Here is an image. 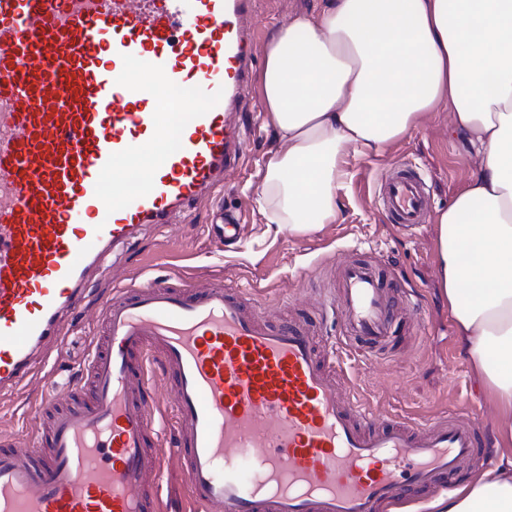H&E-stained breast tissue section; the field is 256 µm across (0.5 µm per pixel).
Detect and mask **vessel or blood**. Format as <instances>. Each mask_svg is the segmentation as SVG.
I'll return each mask as SVG.
<instances>
[{"mask_svg": "<svg viewBox=\"0 0 512 512\" xmlns=\"http://www.w3.org/2000/svg\"><path fill=\"white\" fill-rule=\"evenodd\" d=\"M256 0H0V394L77 317L113 248L187 216L247 156ZM174 90L169 108L133 69ZM160 147L147 168L130 158ZM390 223L426 217V184L381 181ZM392 291L340 268L332 301L350 341L391 347ZM88 384L43 401L30 447L0 440V512H161L177 454L191 512H380L453 482L492 444L476 419L380 422L342 395L310 328L272 327L215 281L114 291ZM176 393L172 433L150 364ZM89 400H81L83 390ZM172 450H165V443Z\"/></svg>", "mask_w": 512, "mask_h": 512, "instance_id": "obj_1", "label": "vessel or blood"}]
</instances>
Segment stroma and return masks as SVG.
Here are the masks:
<instances>
[{
	"label": "stroma",
	"instance_id": "stroma-1",
	"mask_svg": "<svg viewBox=\"0 0 512 512\" xmlns=\"http://www.w3.org/2000/svg\"><path fill=\"white\" fill-rule=\"evenodd\" d=\"M315 0H258V23L272 32L283 22L312 13ZM248 157L227 174L214 202L198 205L188 217L158 227L147 225L137 242L110 257L104 277L90 286L81 318L69 326L43 366L16 391L0 397V436L27 445L30 420L42 400L63 393L86 373V362L101 330L100 308L114 289L147 278L184 279L202 287L220 277L259 299L265 318L315 321L321 335L336 338V370L351 381L354 403L378 419L420 422L477 412L496 434L497 416L461 354L437 271V219L469 182L477 159L469 140L448 129L447 112H437L381 154L347 155L352 174L337 198V217L305 233L268 223L257 203L266 162L278 142L253 91L248 111ZM405 164L424 178L431 208L428 223L412 229L387 222L379 209L380 178ZM235 213L242 224L233 249H225L210 228L216 208ZM342 262L370 264L386 278L407 281L414 297L398 303L404 334L384 354L359 352L340 336L341 323L323 307Z\"/></svg>",
	"mask_w": 512,
	"mask_h": 512
}]
</instances>
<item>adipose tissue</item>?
<instances>
[{
    "instance_id": "adipose-tissue-1",
    "label": "adipose tissue",
    "mask_w": 512,
    "mask_h": 512,
    "mask_svg": "<svg viewBox=\"0 0 512 512\" xmlns=\"http://www.w3.org/2000/svg\"><path fill=\"white\" fill-rule=\"evenodd\" d=\"M261 88L278 147L258 204L303 233L336 218L346 153L384 152L447 109L479 160L438 218L460 351L497 415L498 463L434 512H512V0H319L267 41Z\"/></svg>"
}]
</instances>
